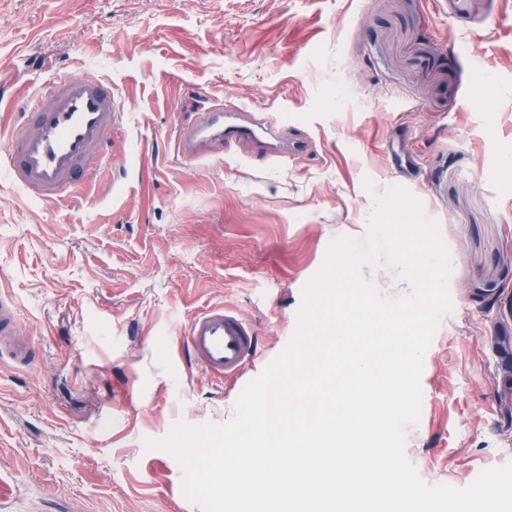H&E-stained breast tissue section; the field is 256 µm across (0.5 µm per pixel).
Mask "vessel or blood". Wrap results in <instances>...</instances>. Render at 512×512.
I'll return each instance as SVG.
<instances>
[{
    "label": "vessel or blood",
    "instance_id": "vessel-or-blood-1",
    "mask_svg": "<svg viewBox=\"0 0 512 512\" xmlns=\"http://www.w3.org/2000/svg\"><path fill=\"white\" fill-rule=\"evenodd\" d=\"M457 19L473 25L483 22L477 0H448ZM23 108L32 121L24 133L11 136L0 152V166L34 200H54L75 187L77 169L88 170V182L105 171L108 143L123 124L117 85L97 77L56 76L37 92L19 90ZM248 142L261 143L267 156L286 162L303 154L304 140L288 145L279 140V118L274 112H256L246 106L214 105L198 111L196 119L181 126L177 154L198 160L221 149L233 152ZM0 342L14 361H25L32 340L10 301L0 299ZM194 361L216 382L237 381L257 360V346L249 323L224 306H213L194 316L184 339Z\"/></svg>",
    "mask_w": 512,
    "mask_h": 512
}]
</instances>
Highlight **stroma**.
<instances>
[{
    "label": "stroma",
    "instance_id": "1",
    "mask_svg": "<svg viewBox=\"0 0 512 512\" xmlns=\"http://www.w3.org/2000/svg\"><path fill=\"white\" fill-rule=\"evenodd\" d=\"M483 2L468 28L447 0H0V146L25 128L18 76L114 79L125 113L87 191L38 202L0 172V284L38 343L0 358V512H202L146 446L235 414L243 386L189 359L190 320H247L255 379L330 243L395 186L451 260L405 454L429 486L512 463V0ZM187 90L278 113L311 148L177 159Z\"/></svg>",
    "mask_w": 512,
    "mask_h": 512
}]
</instances>
